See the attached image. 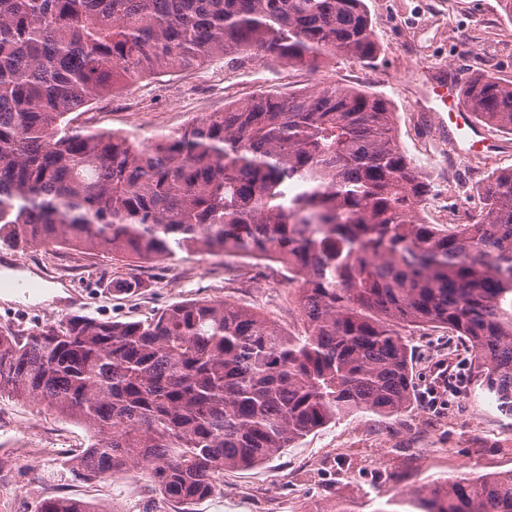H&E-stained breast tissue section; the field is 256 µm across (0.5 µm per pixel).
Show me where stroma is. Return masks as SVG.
<instances>
[{"label":"stroma","instance_id":"stroma-1","mask_svg":"<svg viewBox=\"0 0 512 512\" xmlns=\"http://www.w3.org/2000/svg\"><path fill=\"white\" fill-rule=\"evenodd\" d=\"M373 23L377 57L360 63L344 56L320 68L291 69L271 55L244 66L228 56L202 66L131 82L94 101L95 129L148 137L175 133L191 120L225 105L274 89L289 94L340 85L382 95L395 112V136L424 171L436 194H447L457 223L472 220L471 190L492 171L512 168V134L490 127L498 144L492 158L462 156L448 144L423 93L439 71L468 79L477 74V53L491 42L500 51L493 76L512 82V20L500 0H365ZM22 276L48 267L56 276L24 297L0 292V330L28 333L81 312L122 321L147 320L186 300L214 299L260 313L294 336L306 325L298 286L279 264L205 252L138 263L99 251L55 244L16 249ZM134 274L131 295L115 291V280ZM416 383L414 403L401 415L344 417L298 438L269 461L224 471L216 492L192 512H268L272 500L287 499L289 512H327L337 498L361 512H377L388 500L424 485L462 475L512 471V422L470 384V354L444 330L417 329L408 336ZM0 412L24 425L28 446L10 447L11 430L0 431V465L13 463L14 479L0 485V512H36L40 500L66 495L94 504L99 512H156L160 496L143 476L113 485L76 476L72 461L90 443L76 420L21 398L0 397Z\"/></svg>","mask_w":512,"mask_h":512}]
</instances>
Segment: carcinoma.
Returning <instances> with one entry per match:
<instances>
[{"mask_svg":"<svg viewBox=\"0 0 512 512\" xmlns=\"http://www.w3.org/2000/svg\"><path fill=\"white\" fill-rule=\"evenodd\" d=\"M364 0H0V240L139 262L210 252L279 263L299 284L296 337L222 300L149 321L73 313L0 332V395L90 432L77 474L145 469L190 504L226 469L263 463L342 417L390 418L414 399L405 331L448 330L473 390L512 418V168L479 186L471 224H426L431 192L381 96L336 85L263 92L144 148L69 115L142 77L224 53L316 69L377 52ZM475 118L512 133V83L484 74ZM400 512H512V471L431 484ZM37 512H97L67 496Z\"/></svg>","mask_w":512,"mask_h":512,"instance_id":"obj_1","label":"carcinoma"}]
</instances>
